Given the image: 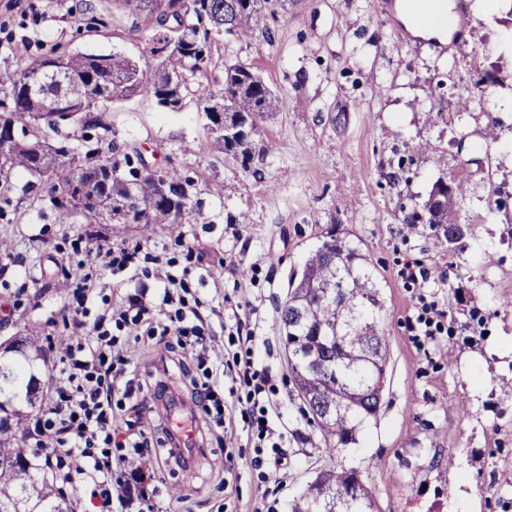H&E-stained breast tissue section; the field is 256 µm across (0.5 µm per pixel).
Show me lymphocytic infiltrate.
Masks as SVG:
<instances>
[{"instance_id":"lymphocytic-infiltrate-1","label":"lymphocytic infiltrate","mask_w":512,"mask_h":512,"mask_svg":"<svg viewBox=\"0 0 512 512\" xmlns=\"http://www.w3.org/2000/svg\"><path fill=\"white\" fill-rule=\"evenodd\" d=\"M88 248V241L78 235L57 250L72 285L63 328L72 331L74 340L48 378L53 398L31 431L41 467L61 484L89 489L98 512L132 506L134 490L125 470L139 463L151 441L139 427L140 407L126 377L129 348L123 334L128 329L150 339L175 340L182 352L195 356L201 377L193 395L206 415L205 425L214 430L242 420L254 442L253 463L262 467L264 449L279 450L284 440L269 418L279 387L269 369L256 363L257 336L240 319L224 327L229 343L224 375L214 376L208 364L210 319L190 294L210 275L202 255L190 245L170 258L143 254L135 247H101L106 268L124 275L127 291L116 303L95 271L85 268L82 255ZM226 377L231 387H224ZM228 393L236 395L238 406L225 402Z\"/></svg>"}]
</instances>
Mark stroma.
Listing matches in <instances>:
<instances>
[{
	"instance_id": "obj_1",
	"label": "stroma",
	"mask_w": 512,
	"mask_h": 512,
	"mask_svg": "<svg viewBox=\"0 0 512 512\" xmlns=\"http://www.w3.org/2000/svg\"><path fill=\"white\" fill-rule=\"evenodd\" d=\"M462 2L469 29L441 46L411 36L378 0H272L264 8L269 35L225 39L203 79L220 90L225 64L248 63L286 102L260 124V138L274 140L275 150L255 152L245 164L210 148L183 152V143L207 138L195 99L167 113L141 97L116 105L120 141L200 184L224 185L223 197L201 194L202 214L182 224L180 236L161 229L144 240L134 225L118 234L79 215L56 223L43 202L22 194L26 176L17 178L0 220V235L13 244L0 254V337L22 335L34 322L51 332L37 363L42 405L52 399L47 380L66 347L53 333L71 290L53 263L66 233L157 251L194 245L212 265L198 290L206 309L249 320L259 364L282 380L286 463L275 478L259 477L241 431L229 440L233 452L218 432L179 461L165 432L167 402L155 386L164 384L175 406L188 405L196 363L183 355L165 368L154 346L130 337L128 373L142 387L140 427L153 443L138 479L158 512H290L329 466L359 470L375 512H512V110L497 104L512 95V42L505 39L512 0H500L490 23L482 0ZM36 3L38 22L0 46V68H16L39 44L69 40L73 20L59 0ZM105 3L112 27L86 34L78 48L119 49L149 65L147 33L130 32L118 0ZM421 140L430 151H413ZM460 175L469 191L455 212L468 231L450 246L421 220V205L437 180ZM243 213L248 223H238ZM331 229L358 243L374 270L391 346L376 424L360 447L332 458L294 388L280 331L288 279ZM415 260L431 274L423 291L448 309L447 335L425 342L407 327L418 291L399 275ZM22 271L38 284L19 297ZM462 398L464 418L455 407ZM177 483L182 492L174 498L169 489Z\"/></svg>"
}]
</instances>
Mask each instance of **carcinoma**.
Segmentation results:
<instances>
[{"label": "carcinoma", "instance_id": "carcinoma-1", "mask_svg": "<svg viewBox=\"0 0 512 512\" xmlns=\"http://www.w3.org/2000/svg\"><path fill=\"white\" fill-rule=\"evenodd\" d=\"M121 2L131 31L150 32L147 50L154 64L143 68L121 50L96 54L72 47L84 33L112 25V14L93 0H76L69 11L81 15V24L68 42L51 46L21 68L0 69V191H10L18 175H27L23 192L42 191L58 224L76 214L87 224H109L103 203L110 200L116 208L133 197L138 206L127 223L146 239L166 226L177 231L196 211L197 180L175 167L151 166L136 146L119 141L112 132L114 104L142 96L159 108L167 101L181 108L190 96L198 102L218 98L228 110L250 116L252 124L229 141L205 110L208 143L245 165L255 152L260 122L285 102L248 64L224 65L218 92L198 80L213 63V47L224 41V0ZM262 20V0H241L232 18L233 40L270 34ZM454 183V195L428 218L445 238L448 225L456 223V200L469 190L462 177ZM164 186L178 202L163 196ZM286 305L303 316L295 324L282 323L294 385L321 433L323 452L333 458L357 444L365 423L379 414L367 403V392L381 388L387 373L383 301L358 245L333 228L289 280ZM44 340L42 325L30 323L22 348L12 357L0 355V410L15 418V429L0 433V461L27 463L32 454L24 422L37 409L39 377L33 362L42 356ZM328 353L336 361L323 370L317 362ZM317 398L331 406L329 416L313 410ZM357 477L355 471H321L293 501L291 512H372L369 491L348 495ZM18 509L73 512L68 497L48 478L29 474L22 479L0 467V512Z\"/></svg>", "mask_w": 512, "mask_h": 512}]
</instances>
